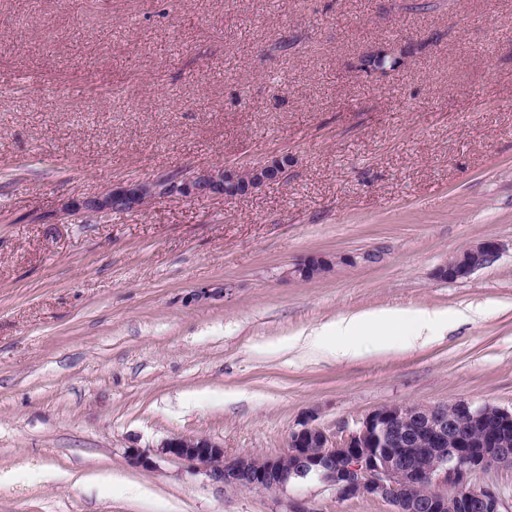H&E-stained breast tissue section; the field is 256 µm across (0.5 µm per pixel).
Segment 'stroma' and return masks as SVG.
<instances>
[{
  "label": "stroma",
  "instance_id": "stroma-1",
  "mask_svg": "<svg viewBox=\"0 0 512 512\" xmlns=\"http://www.w3.org/2000/svg\"><path fill=\"white\" fill-rule=\"evenodd\" d=\"M0 0V512H391L128 451L275 456L398 402L512 410V0ZM391 53L393 69L363 72ZM288 155L236 200L73 198ZM486 238L497 260L443 281ZM379 249L312 280L313 254ZM406 316L338 358L299 334ZM464 322L408 343L410 313ZM333 260L323 255H311L287 270L290 277L302 280L313 279L325 273Z\"/></svg>",
  "mask_w": 512,
  "mask_h": 512
}]
</instances>
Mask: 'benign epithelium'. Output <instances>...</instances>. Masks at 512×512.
Masks as SVG:
<instances>
[{
  "instance_id": "1",
  "label": "benign epithelium",
  "mask_w": 512,
  "mask_h": 512,
  "mask_svg": "<svg viewBox=\"0 0 512 512\" xmlns=\"http://www.w3.org/2000/svg\"><path fill=\"white\" fill-rule=\"evenodd\" d=\"M287 168L288 157L282 156L259 165L226 166L151 182H121L97 197L70 201L66 210L129 211L155 197L233 200L280 180ZM498 254L496 240L483 239L455 254L436 275L445 281L466 278L494 263ZM380 258L378 251L364 252L359 258L344 254L333 260L311 255L287 274L308 280L335 263H367ZM509 424L512 411L486 403L457 400L431 407L393 403L336 433L307 417L289 433L287 452L278 456L228 458L223 444L187 435L163 440L156 455L198 468L212 481L240 489L280 491L311 478L334 490L340 499L382 500L392 505V512H506L498 486L477 480L494 466L512 468V445L497 433L498 426ZM418 452L429 458L427 465H415ZM129 458L143 470L156 466L151 454L137 448L129 450Z\"/></svg>"
}]
</instances>
